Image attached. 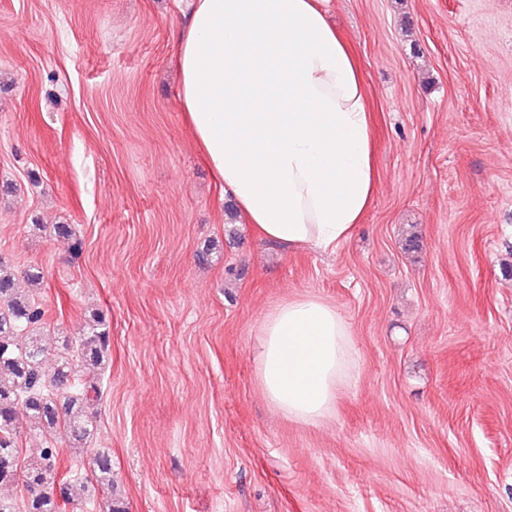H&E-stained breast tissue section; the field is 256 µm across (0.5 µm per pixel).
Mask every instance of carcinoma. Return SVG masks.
<instances>
[{
  "mask_svg": "<svg viewBox=\"0 0 512 512\" xmlns=\"http://www.w3.org/2000/svg\"><path fill=\"white\" fill-rule=\"evenodd\" d=\"M46 310L17 288L16 272L0 259V487L22 484L20 498L0 495V512H80L78 488L67 483L58 501L55 485L64 450L91 451L97 486L112 489L109 449L94 448L96 416L90 412L97 388L83 379L86 369L108 362L110 330L105 315L89 312L83 335L62 340L63 353L44 366L50 337ZM39 431L44 446L21 450L23 425Z\"/></svg>",
  "mask_w": 512,
  "mask_h": 512,
  "instance_id": "cac0c4a2",
  "label": "carcinoma"
}]
</instances>
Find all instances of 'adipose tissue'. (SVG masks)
Here are the masks:
<instances>
[{
	"label": "adipose tissue",
	"instance_id": "adipose-tissue-1",
	"mask_svg": "<svg viewBox=\"0 0 512 512\" xmlns=\"http://www.w3.org/2000/svg\"><path fill=\"white\" fill-rule=\"evenodd\" d=\"M327 0H190L177 100L206 163L260 239L323 251L352 238L376 191L372 114L351 41ZM258 380L285 417L336 406L351 333L315 296L261 320Z\"/></svg>",
	"mask_w": 512,
	"mask_h": 512
}]
</instances>
